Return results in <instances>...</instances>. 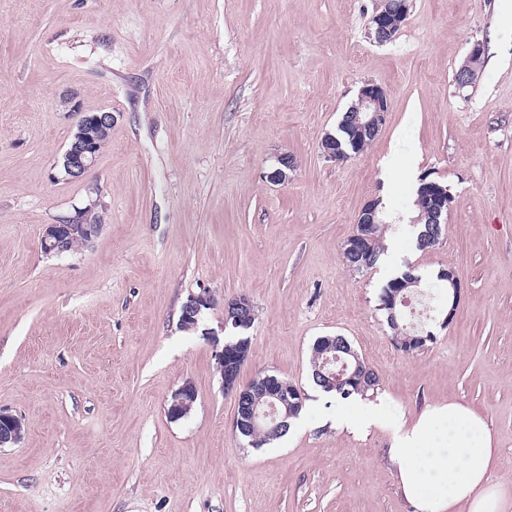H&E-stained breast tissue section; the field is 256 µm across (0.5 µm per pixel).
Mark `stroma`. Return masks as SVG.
Returning <instances> with one entry per match:
<instances>
[{
	"label": "stroma",
	"instance_id": "stroma-1",
	"mask_svg": "<svg viewBox=\"0 0 512 512\" xmlns=\"http://www.w3.org/2000/svg\"><path fill=\"white\" fill-rule=\"evenodd\" d=\"M376 0H0V512H414L391 433L337 427L342 401L309 378L317 338L342 335L412 420L450 401L493 434V482L512 487V23L501 0H411L396 38L367 37ZM485 43L477 78L453 74ZM387 93L365 151L331 163L324 138L364 82ZM112 131L88 177L66 180L76 113ZM79 110V111H80ZM297 167L268 174L280 153ZM432 173L451 203L440 244L409 226ZM384 199L386 240L429 276L454 269L453 321L396 346L380 268L346 267L363 205ZM93 206L87 246L45 254L47 225ZM247 297L256 319L239 380L270 371L322 421L244 447L213 347L180 326L190 296ZM197 401L171 419L184 382ZM23 433V424L19 418L0 412V447L18 443Z\"/></svg>",
	"mask_w": 512,
	"mask_h": 512
}]
</instances>
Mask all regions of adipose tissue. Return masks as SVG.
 Instances as JSON below:
<instances>
[{
    "instance_id": "1",
    "label": "adipose tissue",
    "mask_w": 512,
    "mask_h": 512,
    "mask_svg": "<svg viewBox=\"0 0 512 512\" xmlns=\"http://www.w3.org/2000/svg\"><path fill=\"white\" fill-rule=\"evenodd\" d=\"M336 418L353 432L390 429L389 455L415 512H512V489L490 480L496 462L491 430L469 407L451 402L410 422L355 398Z\"/></svg>"
}]
</instances>
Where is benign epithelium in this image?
<instances>
[{
	"mask_svg": "<svg viewBox=\"0 0 512 512\" xmlns=\"http://www.w3.org/2000/svg\"><path fill=\"white\" fill-rule=\"evenodd\" d=\"M410 0H378L370 17L368 35L371 40L379 45L391 42L408 17ZM73 111L77 112L79 119L76 131L62 157L64 173L70 181H81L94 167L97 155L95 145L104 139L112 130V113L107 111L84 112L79 105H73ZM354 118L350 124L352 137H350L351 149H358V143L378 134L383 126L388 112V98L384 89L372 82H366L360 88L357 98V106L353 108ZM321 155L330 162H339L350 154L342 147L340 141L329 135L321 143ZM277 167L268 177L274 182H284L288 179V172L295 170V160L289 153H280L276 157ZM421 192L430 204L431 223L444 224L448 219L450 193L448 188L431 178V174L425 173L420 178ZM90 209L79 210L75 215L66 218L59 224H49L41 237L42 248H55L61 254L68 248V243L73 239L89 241L98 234L101 228L99 224L86 222V215ZM448 277V312L446 322H451L455 315L457 300L460 293V285L454 270H446ZM213 307V297L203 293L190 297L182 307L180 325L196 329L202 320L204 311ZM253 318L252 305L245 296L234 298L224 304V322L220 329L228 325L238 326L251 321ZM336 350L335 339L326 338L321 343L319 353L316 354L314 369L321 376V382L325 388H333L336 382L348 374L354 379L360 373L361 365L365 361L353 350L348 354L353 356L354 363L341 359L334 353ZM248 358V354L239 353L231 357L225 354V350L215 352L216 367L221 374L224 390L233 394L236 409L249 408L250 420L245 421L241 415H235L233 429L242 433L248 432V427H257L259 416L271 417L266 424L264 433L273 435L283 425L277 421L274 414L278 412V405L289 404V397L302 396L300 388L291 384L282 385L279 380L271 375H265L255 381V385L266 387V392L271 398L268 409L259 413L257 407L249 403L253 387L242 385L239 382L240 369ZM197 400V391L194 385L187 381L174 391L167 412L170 418L179 420L192 410ZM24 433L21 420L11 414L0 412V447L18 443Z\"/></svg>",
	"mask_w": 512,
	"mask_h": 512,
	"instance_id": "7a95c632",
	"label": "benign epithelium"
}]
</instances>
